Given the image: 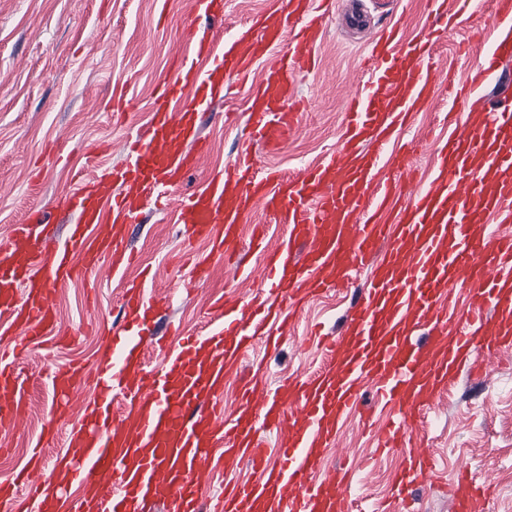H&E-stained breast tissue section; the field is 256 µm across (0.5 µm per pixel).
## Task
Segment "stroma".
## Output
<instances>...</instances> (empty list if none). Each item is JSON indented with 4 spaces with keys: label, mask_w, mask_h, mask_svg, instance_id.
I'll list each match as a JSON object with an SVG mask.
<instances>
[{
    "label": "stroma",
    "mask_w": 512,
    "mask_h": 512,
    "mask_svg": "<svg viewBox=\"0 0 512 512\" xmlns=\"http://www.w3.org/2000/svg\"><path fill=\"white\" fill-rule=\"evenodd\" d=\"M370 21L363 27H342L338 13L326 18V34L317 44V72L302 76L295 92L307 109L297 131L278 148L264 153L269 167L289 173L318 159L336 144L349 79L358 70L378 29L395 14L404 15L406 33H419L426 19L424 0H391L387 11L374 10L372 0H358ZM192 0H0V243L9 227L22 223L31 208L43 209L67 234L76 221L73 213L57 208L55 199L71 187V180L89 149L108 143L99 155L102 165L122 162L121 140L131 128L146 122L156 84L181 46L184 23L192 14ZM494 31V17L482 12L463 20L439 41L437 99L416 115L405 140L427 135L414 159L419 174H428L444 131L447 111L467 114L469 104L449 102V84H463L484 52ZM125 87L137 101L125 119L111 118V92ZM229 89L213 112L202 117V131L210 143L205 167L189 171L171 196L169 215L146 209L142 224L130 231L141 264L129 267L123 280L102 282L98 288L76 280L57 287L60 326L71 343H46L27 351L18 366L27 380L28 397L49 414L55 401L52 374L56 367L79 360L93 366L103 359L98 324L123 323L122 281L143 282L148 294L169 300L170 315L186 328L206 325L212 304L235 289L232 268L223 275L183 289L182 255L187 246L204 250L203 242H189L172 214L180 197L200 188L214 170L240 148L241 124L225 122V113L242 114L246 87L229 80ZM354 288L344 285L307 304L293 324L303 345L285 341L275 351L255 343L249 360L261 362L270 384L318 366L321 346L313 332L340 329ZM512 352L499 354L488 375L461 373L431 413L429 448L441 463L445 479L413 495L416 512H450L453 474L467 467L474 477L497 482L490 512H512ZM42 433L41 425L0 431V483L14 479L27 463ZM339 443L351 452L356 470V493L371 512H407L393 502L396 452H381L359 416L348 417Z\"/></svg>",
    "instance_id": "1"
}]
</instances>
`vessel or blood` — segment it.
Returning <instances> with one entry per match:
<instances>
[{"instance_id":"1","label":"vessel or blood","mask_w":512,"mask_h":512,"mask_svg":"<svg viewBox=\"0 0 512 512\" xmlns=\"http://www.w3.org/2000/svg\"><path fill=\"white\" fill-rule=\"evenodd\" d=\"M492 47L472 81L481 94L500 65L512 61V0H493ZM426 35L409 37L403 20L390 23L371 44L361 89L345 102L336 150L296 174L264 165L254 144L273 149L299 124L291 104L298 78L315 68L314 49L325 15L314 0H274L230 41L214 25L224 0H194L175 57L159 81L147 122L126 138L125 160L101 167L86 157L65 205L78 222L58 239L41 209L13 225L0 247V426L19 424L25 389L13 364L56 332L55 290L82 275L120 274L137 256L128 240L145 205L165 210L184 174L210 155L199 118L224 96V80L246 78L259 60L268 65L249 90L248 147L223 171L181 201L177 223L208 241L207 255L186 262L189 282L214 276L241 242L244 217L263 206L284 224L280 246L260 267L240 258L235 273L248 288L253 271L267 282L265 299L234 300L217 327L201 333L179 324L177 346L161 371L141 361L156 335L154 321L168 301L129 283L126 322L106 331L107 363L99 364L98 400L74 389L83 368L71 364L54 376L58 416L80 423L55 459L67 477L54 504L70 487L83 491L77 512H351L355 473L348 460L325 470V449L337 447L340 422L357 410L362 378H370L388 417L375 430L377 447L398 450L395 492L407 499L438 474L426 446V420L473 351L495 356L512 348V98L481 102L467 119L448 115V138L435 173L398 206L395 186L380 180V164L413 113L435 95L434 51L477 0H427ZM365 276L342 328L322 337L313 371L267 387L263 370L243 380L234 413L219 401L226 378L237 372L255 340L276 349L291 334L296 311L317 296ZM121 404L124 418L113 421ZM274 431L268 452L261 439ZM224 466L247 464L254 476L232 490L204 495L213 449ZM44 449L30 452L26 468L0 484V504L17 496L42 500ZM492 484L461 471L452 512H489Z\"/></svg>"}]
</instances>
